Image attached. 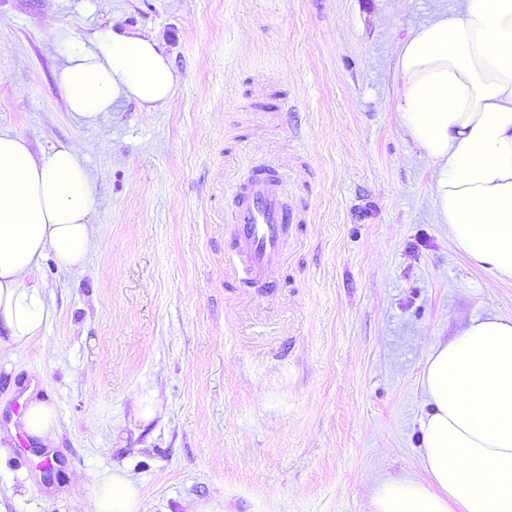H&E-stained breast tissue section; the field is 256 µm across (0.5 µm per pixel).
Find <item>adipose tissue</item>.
Listing matches in <instances>:
<instances>
[{"instance_id": "1", "label": "adipose tissue", "mask_w": 512, "mask_h": 512, "mask_svg": "<svg viewBox=\"0 0 512 512\" xmlns=\"http://www.w3.org/2000/svg\"><path fill=\"white\" fill-rule=\"evenodd\" d=\"M57 72L72 115L94 124L118 101L152 110L180 76L159 42L109 26L73 45ZM396 110L435 168L433 203L452 243L494 278L512 280V0H457L401 41ZM95 183L72 144L34 155L0 130V335L15 348L41 336L49 314L36 278L53 254L67 270L96 246ZM422 384L427 481L385 480L372 512H512V318L488 313L435 345ZM125 469L100 472L89 512H138Z\"/></svg>"}]
</instances>
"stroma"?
<instances>
[{
    "label": "stroma",
    "mask_w": 512,
    "mask_h": 512,
    "mask_svg": "<svg viewBox=\"0 0 512 512\" xmlns=\"http://www.w3.org/2000/svg\"><path fill=\"white\" fill-rule=\"evenodd\" d=\"M456 0H0V130L81 146L99 239L46 255L49 319L0 347V503L86 512L125 466L139 512H371L419 480L421 374L471 318L512 317V280L471 266L395 110L396 48ZM154 37L181 76L153 111H68L51 34ZM275 168L290 225L274 291L238 271L235 188ZM55 406L43 464L20 403ZM155 412L142 420L140 404Z\"/></svg>",
    "instance_id": "obj_1"
}]
</instances>
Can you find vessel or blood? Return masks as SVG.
I'll use <instances>...</instances> for the list:
<instances>
[{
  "label": "vessel or blood",
  "instance_id": "vessel-or-blood-1",
  "mask_svg": "<svg viewBox=\"0 0 512 512\" xmlns=\"http://www.w3.org/2000/svg\"><path fill=\"white\" fill-rule=\"evenodd\" d=\"M293 220L281 206L272 170L254 171L236 191L233 247L248 280H266L282 258L286 229Z\"/></svg>",
  "mask_w": 512,
  "mask_h": 512
}]
</instances>
